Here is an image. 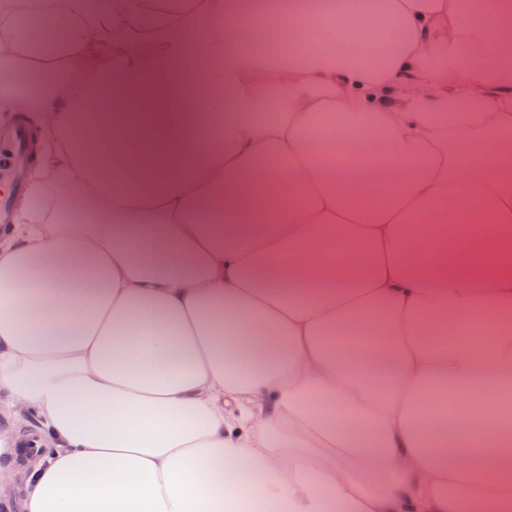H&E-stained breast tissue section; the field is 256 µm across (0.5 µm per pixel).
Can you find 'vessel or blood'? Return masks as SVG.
<instances>
[{
  "label": "vessel or blood",
  "instance_id": "b4317fda",
  "mask_svg": "<svg viewBox=\"0 0 512 512\" xmlns=\"http://www.w3.org/2000/svg\"><path fill=\"white\" fill-rule=\"evenodd\" d=\"M33 150V135L24 120L0 127V224L11 220L12 200L25 188Z\"/></svg>",
  "mask_w": 512,
  "mask_h": 512
}]
</instances>
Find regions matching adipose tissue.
Wrapping results in <instances>:
<instances>
[{
    "label": "adipose tissue",
    "mask_w": 512,
    "mask_h": 512,
    "mask_svg": "<svg viewBox=\"0 0 512 512\" xmlns=\"http://www.w3.org/2000/svg\"><path fill=\"white\" fill-rule=\"evenodd\" d=\"M32 8L68 34L0 32V117L40 132L0 227V488L23 512H512V0ZM339 29L354 55L312 49ZM52 184L105 207L59 220Z\"/></svg>",
    "instance_id": "adipose-tissue-1"
}]
</instances>
